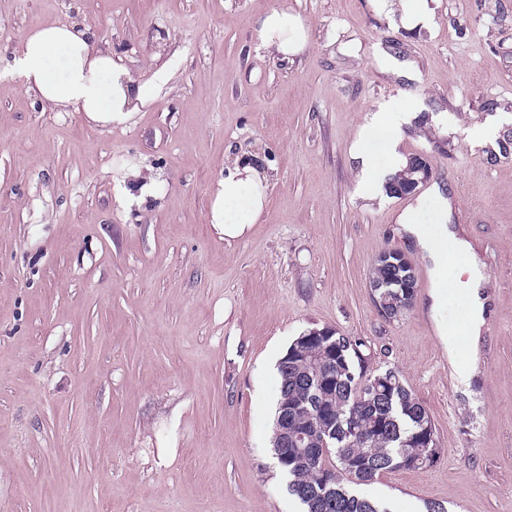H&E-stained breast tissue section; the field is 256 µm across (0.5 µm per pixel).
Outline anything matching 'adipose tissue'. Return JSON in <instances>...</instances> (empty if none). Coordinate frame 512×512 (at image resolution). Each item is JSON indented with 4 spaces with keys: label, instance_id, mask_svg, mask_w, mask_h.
<instances>
[{
    "label": "adipose tissue",
    "instance_id": "ef3b65f1",
    "mask_svg": "<svg viewBox=\"0 0 512 512\" xmlns=\"http://www.w3.org/2000/svg\"><path fill=\"white\" fill-rule=\"evenodd\" d=\"M375 8L398 21L406 30L429 29L435 23V0H373ZM256 38L260 48L291 60L308 46V26L304 18L285 9H273L258 19ZM90 27L76 24H47L27 33L23 49L13 60V69L26 90L32 91L45 106L58 111L72 109L89 120L103 123L124 122L148 97L145 85L111 55L92 51ZM411 112L397 104L385 105L359 132L354 155L360 162L359 188L369 198L383 196L388 180L406 167L408 159L399 151V129ZM266 175L257 162L239 158L228 166L219 182L211 207V222L226 238L244 236L264 213L268 199ZM437 200L434 231L417 223L416 214L429 200ZM396 221L414 236L430 262L432 307L440 309L448 265L454 255L467 248L448 225V201L440 189L430 199L419 200L415 208L398 214ZM460 296L468 306L470 335L482 332L485 301L481 290L486 283L483 271L475 265Z\"/></svg>",
    "mask_w": 512,
    "mask_h": 512
}]
</instances>
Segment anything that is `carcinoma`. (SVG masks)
I'll return each instance as SVG.
<instances>
[{
  "instance_id": "obj_1",
  "label": "carcinoma",
  "mask_w": 512,
  "mask_h": 512,
  "mask_svg": "<svg viewBox=\"0 0 512 512\" xmlns=\"http://www.w3.org/2000/svg\"><path fill=\"white\" fill-rule=\"evenodd\" d=\"M372 268L379 311L396 319L412 306L401 287L405 270L385 263ZM365 344L334 332L320 342L294 339L278 363V400L271 445L280 457V416L288 411V434L305 433L308 447L329 453L312 458L295 448L277 461L288 475V493L303 512H386L380 503L357 494L352 485L372 482L384 473L411 470L408 461L424 452L419 434L431 417L404 382L389 369L388 383L367 372ZM336 472V483L327 476Z\"/></svg>"
}]
</instances>
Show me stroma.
Returning <instances> with one entry per match:
<instances>
[{
	"mask_svg": "<svg viewBox=\"0 0 512 512\" xmlns=\"http://www.w3.org/2000/svg\"><path fill=\"white\" fill-rule=\"evenodd\" d=\"M273 8L309 26L294 60L258 47ZM48 23L93 28L148 101L120 124L44 108L11 64ZM379 44L421 83L383 73ZM392 100L424 115L399 150L433 177L368 200L352 145ZM484 123L495 145L469 140ZM251 156L268 209L227 239L214 190ZM130 167L157 197L130 199ZM435 184L486 273L475 339L458 271L432 311L430 264L396 222ZM390 249L418 280L395 320L369 288ZM315 326L362 340L372 372L397 368L436 428L437 462L358 494L389 512H512V0H437L419 31L371 0H0V512H301L271 435L278 361ZM440 336L444 341L446 352H448V360L454 366L456 371V381L461 386H467L471 378L472 369L469 364L459 361L457 351L451 342V336L455 330L449 324H442L438 328Z\"/></svg>",
	"mask_w": 512,
	"mask_h": 512,
	"instance_id": "obj_1",
	"label": "stroma"
}]
</instances>
